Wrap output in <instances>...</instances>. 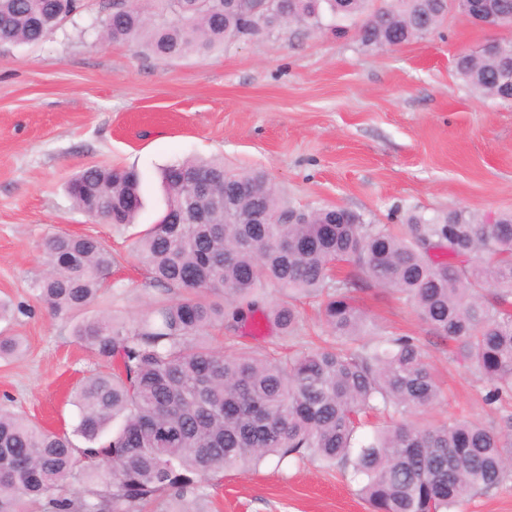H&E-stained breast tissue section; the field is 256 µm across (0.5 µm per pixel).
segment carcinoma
<instances>
[{"mask_svg": "<svg viewBox=\"0 0 512 512\" xmlns=\"http://www.w3.org/2000/svg\"><path fill=\"white\" fill-rule=\"evenodd\" d=\"M107 0L98 18L108 42L143 44L160 58L206 55L242 39L287 31L285 14L315 32L354 26L368 49L424 35L449 11L468 16L467 0ZM82 0H0V43L35 44L80 12ZM512 38L498 53L468 52L455 61L479 96L508 101L499 82ZM212 183L180 201L190 179ZM163 216L133 244L161 297L135 324L98 317L74 334L112 369L88 377L74 395L72 432L43 428L0 410V512H204L218 469L255 467L271 455L311 457L351 468L370 512H455L475 490L512 478V411L498 426L450 418L422 425L409 416L441 401L436 374L417 340L383 334L370 340L367 315L352 296L360 280L392 288L489 383L484 402L512 401V212L485 223L465 208L426 218L412 214L401 233L369 224L341 207H285L261 171L235 172L219 160L185 158L162 171ZM240 185L248 192L238 193ZM75 206L115 226L134 223L140 176L91 166L68 183ZM288 215L286 224L260 216ZM44 270L31 288L56 317L91 306L109 287L112 253L91 235L56 234L43 243ZM349 267L339 276L336 269ZM284 295L263 297L266 285ZM316 298L325 345L293 356L224 352L208 331L262 319L280 335L300 327L294 301ZM390 423L359 446L362 420ZM108 479L94 483L100 473Z\"/></svg>", "mask_w": 512, "mask_h": 512, "instance_id": "cac0c4a2", "label": "carcinoma"}]
</instances>
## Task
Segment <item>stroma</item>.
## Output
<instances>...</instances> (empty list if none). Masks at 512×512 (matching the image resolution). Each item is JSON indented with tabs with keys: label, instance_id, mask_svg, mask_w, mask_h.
I'll use <instances>...</instances> for the list:
<instances>
[{
	"label": "stroma",
	"instance_id": "1",
	"mask_svg": "<svg viewBox=\"0 0 512 512\" xmlns=\"http://www.w3.org/2000/svg\"><path fill=\"white\" fill-rule=\"evenodd\" d=\"M38 44H0V299L14 314L0 332L25 349L0 360V407L49 428L77 421L71 392L97 359L74 334L103 314L133 323L159 291L131 250L166 208L160 170L187 157H220L226 168L265 171L286 204L337 206L374 224H403L453 207L486 216L512 211V104L477 97L454 61L494 39L449 13L433 34L369 50L352 34L311 32L241 40L206 56L161 59L134 44L99 38L103 0ZM91 165L135 167L142 208L118 230L78 210L65 185ZM92 234L112 252L110 281L89 308L51 315L31 282L46 238ZM355 297L378 331L417 339L447 398L417 423L451 415L491 424L486 385L458 361L456 342L435 337L388 288ZM301 337L277 330H214L219 346L293 353L325 332L317 306H301ZM208 512H369L350 471L310 458L272 457L257 469L220 472Z\"/></svg>",
	"mask_w": 512,
	"mask_h": 512
}]
</instances>
